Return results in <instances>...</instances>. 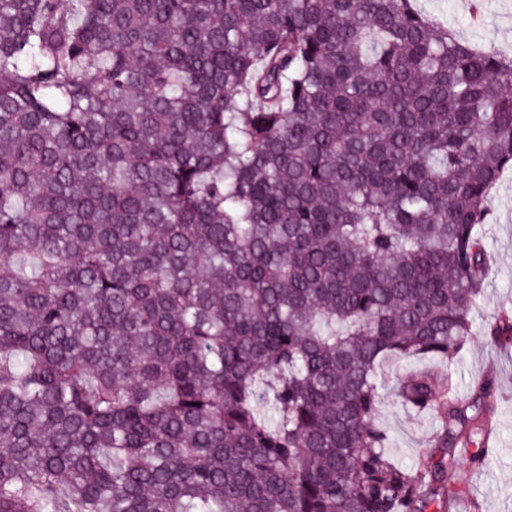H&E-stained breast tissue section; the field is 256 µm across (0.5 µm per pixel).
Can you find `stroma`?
<instances>
[{
	"label": "stroma",
	"instance_id": "stroma-1",
	"mask_svg": "<svg viewBox=\"0 0 512 512\" xmlns=\"http://www.w3.org/2000/svg\"><path fill=\"white\" fill-rule=\"evenodd\" d=\"M420 6L462 39L512 55V0H420ZM489 206L493 220L485 227L484 244L492 266L490 284L473 313V335L455 375L463 396L483 376L495 377L496 455L481 472L459 459L451 487L462 502L477 499L481 512H512V354L494 347L484 333L485 323L498 311L512 310V172L500 180ZM378 421L390 437L395 458L411 466L422 455L420 441L433 431L436 417L413 416L386 397Z\"/></svg>",
	"mask_w": 512,
	"mask_h": 512
}]
</instances>
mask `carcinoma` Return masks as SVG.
<instances>
[{"mask_svg":"<svg viewBox=\"0 0 512 512\" xmlns=\"http://www.w3.org/2000/svg\"><path fill=\"white\" fill-rule=\"evenodd\" d=\"M508 168L512 56L417 0H0V512H448ZM378 421L388 433L394 457L405 466H413L426 449L420 440L430 434L436 424V414L414 417L391 398L384 397L378 408Z\"/></svg>","mask_w":512,"mask_h":512,"instance_id":"obj_1","label":"carcinoma"}]
</instances>
